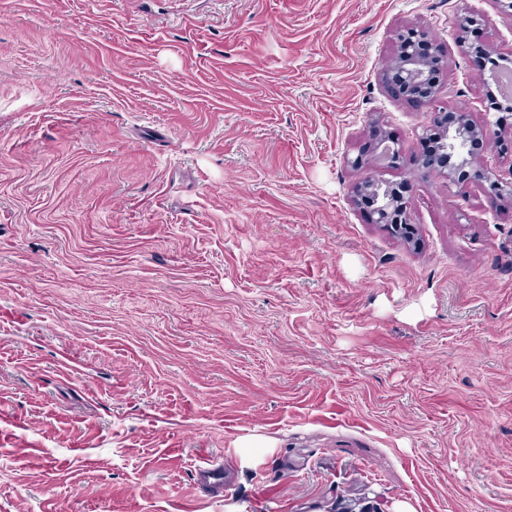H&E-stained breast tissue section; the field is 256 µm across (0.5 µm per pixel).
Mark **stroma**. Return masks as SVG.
<instances>
[{"label":"stroma","mask_w":512,"mask_h":512,"mask_svg":"<svg viewBox=\"0 0 512 512\" xmlns=\"http://www.w3.org/2000/svg\"><path fill=\"white\" fill-rule=\"evenodd\" d=\"M467 7L512 69L498 0H0V512H512V203L415 164L485 120ZM405 26L437 105L379 81ZM482 26H484V20L481 15L475 12H465L457 20L455 42L467 57L472 68L483 72L488 70L494 77L496 62L491 56L488 45L483 41L471 39L472 34ZM404 187L382 180H370L357 186L355 196L374 217L375 224H385L395 235L410 234L409 200Z\"/></svg>","instance_id":"stroma-1"}]
</instances>
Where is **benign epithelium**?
<instances>
[{
	"label": "benign epithelium",
	"mask_w": 512,
	"mask_h": 512,
	"mask_svg": "<svg viewBox=\"0 0 512 512\" xmlns=\"http://www.w3.org/2000/svg\"><path fill=\"white\" fill-rule=\"evenodd\" d=\"M484 26L481 15L467 12L459 16L455 42L469 65L495 75V61L488 45L472 39ZM397 54L382 72L381 82L391 86L410 101L435 99L436 76L441 65V42L427 30L406 29L396 34ZM490 134L489 126L475 125L466 112L437 111L433 128L423 131L418 165L436 171L448 180V188L459 191L478 182L495 197L512 200V180L507 181L480 163L479 155ZM355 196L374 217V223L385 224L395 235L410 234L409 200L404 187L382 180H370L354 190Z\"/></svg>",
	"instance_id": "1"
}]
</instances>
